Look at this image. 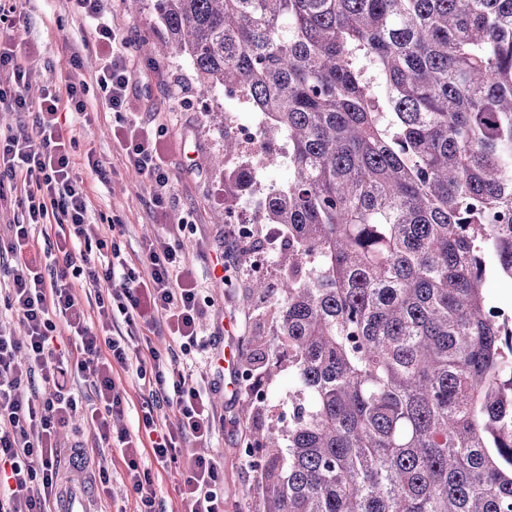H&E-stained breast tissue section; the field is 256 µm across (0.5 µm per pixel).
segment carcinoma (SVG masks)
<instances>
[{
    "instance_id": "cac0c4a2",
    "label": "carcinoma",
    "mask_w": 512,
    "mask_h": 512,
    "mask_svg": "<svg viewBox=\"0 0 512 512\" xmlns=\"http://www.w3.org/2000/svg\"><path fill=\"white\" fill-rule=\"evenodd\" d=\"M268 116L288 231L245 369L256 512H512V0H150ZM240 153L224 134V159ZM233 210L249 165L225 173ZM288 388L270 391L282 370ZM492 304L502 311L512 313V284L509 281H496L488 288Z\"/></svg>"
}]
</instances>
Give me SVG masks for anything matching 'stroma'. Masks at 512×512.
<instances>
[{
  "label": "stroma",
  "mask_w": 512,
  "mask_h": 512,
  "mask_svg": "<svg viewBox=\"0 0 512 512\" xmlns=\"http://www.w3.org/2000/svg\"><path fill=\"white\" fill-rule=\"evenodd\" d=\"M110 5L116 26L132 41L130 54L137 71V88L128 98L127 109L147 126L166 127L162 157L174 199L166 209L152 208L150 182L125 167L112 136L115 116L100 105L92 89L87 95L95 105L91 121L74 126L76 151H94L113 167L114 174L109 184L93 182L90 222L95 232L104 233L113 219H120L124 225L121 247L130 253L160 233L162 225L191 220L193 227L183 236L182 248L205 285V295L214 301L202 328L212 342L207 365L216 419L212 450L224 456V512H253L255 472L242 451L249 434L241 412L245 387L239 375L225 370L224 353L232 351L238 364L246 365L251 336L267 333L269 325L243 306L251 280V251L238 246L234 226L224 220V171L213 164L224 149L225 132L224 124L213 120V112L226 111L234 121L242 119L243 107L235 101L225 102L223 91L199 85L189 57L169 47L165 28L151 9L134 15L126 0H110ZM16 7L19 24L10 30L0 28V38L14 45L30 73L32 104H39L44 91L63 86L67 75L92 80L101 66L95 53H83L78 70H69L67 65L73 47L92 36L69 0H17ZM86 466L91 473L102 467L112 472L110 496L97 500L104 512H116L121 506L134 512V502L126 498L122 482L126 467L118 449L94 450Z\"/></svg>",
  "instance_id": "stroma-1"
}]
</instances>
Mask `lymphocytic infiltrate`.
Listing matches in <instances>:
<instances>
[{"mask_svg":"<svg viewBox=\"0 0 512 512\" xmlns=\"http://www.w3.org/2000/svg\"><path fill=\"white\" fill-rule=\"evenodd\" d=\"M106 0H72L76 11L94 26L92 40L73 49L70 69H79L82 51L102 55L95 84L115 115V137L127 166L153 184L152 201L165 208L172 201L169 173L158 153L160 130L128 119L126 106L133 86L128 59L131 42L122 35L105 6ZM0 104L16 114L15 130L0 135V185L20 191L26 221L10 225L0 237V512H52L61 481L58 428L79 421L93 430L95 445L121 452L126 495L136 512H155L156 491L142 457L161 468L181 463L179 495L191 512H224V457L194 454V445L210 444L216 434L209 390L181 368L180 358L207 351L210 342L200 322L210 305L188 266L180 238L185 224L162 228L145 241L137 257L126 255L112 234H94L89 224V187L75 167L84 164L97 179L107 170L94 152L76 160V140L60 122L61 109L87 114L82 81L45 92L38 111H31L30 75L16 54L0 51ZM33 123H26L27 114ZM60 225L55 254L37 262L29 253L36 230ZM147 274H140V266ZM93 289L97 316L89 318L77 287ZM23 336H16L13 321ZM68 346L57 350L58 328ZM166 329L172 343L155 348L150 330ZM135 370L144 391L142 420L136 431L118 428L124 411L115 369ZM83 377L90 393L80 397L66 387L68 378ZM175 409L176 422L161 415Z\"/></svg>","mask_w":512,"mask_h":512,"instance_id":"lymphocytic-infiltrate-1","label":"lymphocytic infiltrate"}]
</instances>
